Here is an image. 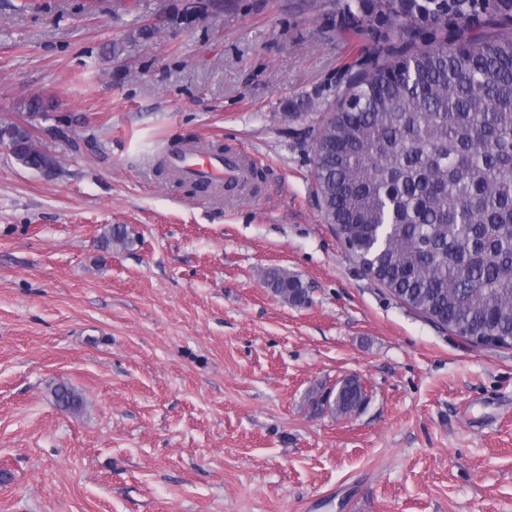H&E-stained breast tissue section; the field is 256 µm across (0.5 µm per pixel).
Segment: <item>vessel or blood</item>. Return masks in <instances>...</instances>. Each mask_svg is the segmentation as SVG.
Segmentation results:
<instances>
[{
	"label": "vessel or blood",
	"mask_w": 512,
	"mask_h": 512,
	"mask_svg": "<svg viewBox=\"0 0 512 512\" xmlns=\"http://www.w3.org/2000/svg\"><path fill=\"white\" fill-rule=\"evenodd\" d=\"M170 167L184 179L205 186L248 191L254 177L253 161L242 150L214 152L190 146L168 158Z\"/></svg>",
	"instance_id": "1"
}]
</instances>
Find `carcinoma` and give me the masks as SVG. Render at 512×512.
<instances>
[{"mask_svg":"<svg viewBox=\"0 0 512 512\" xmlns=\"http://www.w3.org/2000/svg\"><path fill=\"white\" fill-rule=\"evenodd\" d=\"M359 33L368 21L404 45H381L350 73L336 108L308 129L316 155L313 197L364 271L436 327L475 346L512 348V0H443L417 13L410 0H294ZM483 31L466 35L474 18ZM462 25L455 37L417 46L420 23ZM54 105L20 101L21 118L0 122L11 156L44 177L58 166L38 129ZM40 132L55 136L53 127ZM103 247L133 243L125 224L105 227ZM264 280L294 304L307 289L279 268ZM57 405L77 410L72 388ZM357 379L329 409L358 411Z\"/></svg>","mask_w":512,"mask_h":512,"instance_id":"carcinoma-1","label":"carcinoma"}]
</instances>
